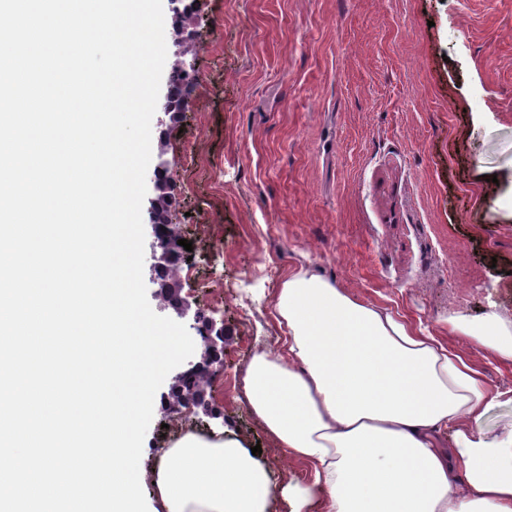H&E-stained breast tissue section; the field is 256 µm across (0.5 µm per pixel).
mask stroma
I'll return each mask as SVG.
<instances>
[{
  "mask_svg": "<svg viewBox=\"0 0 512 512\" xmlns=\"http://www.w3.org/2000/svg\"><path fill=\"white\" fill-rule=\"evenodd\" d=\"M199 72L183 124L152 120L193 262L223 272L230 392L197 416L233 432L275 484H308L235 384L243 346L282 331L273 303L305 268L429 331L494 394L488 437L512 429V362L457 330L512 326V0H198ZM224 254L210 256L212 235ZM178 371L156 393L142 467L164 443Z\"/></svg>",
  "mask_w": 512,
  "mask_h": 512,
  "instance_id": "stroma-1",
  "label": "stroma"
}]
</instances>
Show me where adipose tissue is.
Listing matches in <instances>:
<instances>
[{
    "label": "adipose tissue",
    "mask_w": 512,
    "mask_h": 512,
    "mask_svg": "<svg viewBox=\"0 0 512 512\" xmlns=\"http://www.w3.org/2000/svg\"><path fill=\"white\" fill-rule=\"evenodd\" d=\"M273 310L286 334L252 357L243 393L313 475L283 486L290 512H512V430L486 437L487 395L466 361L308 269L288 276ZM461 331L512 361V332L494 319ZM446 427L447 450L435 439ZM132 481L150 482L161 512H267L272 487L236 438L193 432Z\"/></svg>",
    "instance_id": "1"
}]
</instances>
